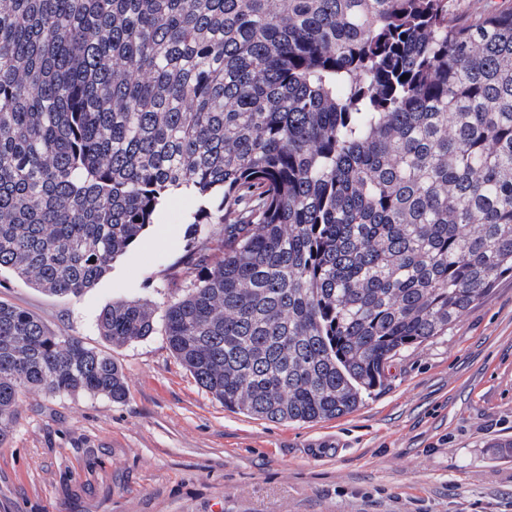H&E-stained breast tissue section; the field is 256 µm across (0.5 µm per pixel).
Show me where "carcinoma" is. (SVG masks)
<instances>
[{
	"instance_id": "carcinoma-1",
	"label": "carcinoma",
	"mask_w": 512,
	"mask_h": 512,
	"mask_svg": "<svg viewBox=\"0 0 512 512\" xmlns=\"http://www.w3.org/2000/svg\"><path fill=\"white\" fill-rule=\"evenodd\" d=\"M175 191L219 224L162 315L224 408L356 410L400 352L512 277V8L448 0H0V271L77 297ZM122 402L107 352L0 301V444L27 392ZM510 5L512 0H448L450 12L462 19H473Z\"/></svg>"
}]
</instances>
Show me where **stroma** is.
<instances>
[{
  "label": "stroma",
  "instance_id": "35a3bbf8",
  "mask_svg": "<svg viewBox=\"0 0 512 512\" xmlns=\"http://www.w3.org/2000/svg\"><path fill=\"white\" fill-rule=\"evenodd\" d=\"M190 193L77 298L0 273V300L109 353L120 403L25 394L0 444V512H512V278L447 335L402 351L355 411L270 422L224 408L163 333L123 346L99 334L116 300L165 307L188 291Z\"/></svg>",
  "mask_w": 512,
  "mask_h": 512
}]
</instances>
